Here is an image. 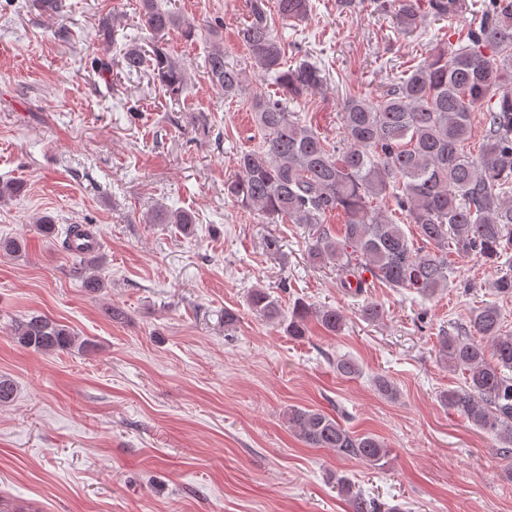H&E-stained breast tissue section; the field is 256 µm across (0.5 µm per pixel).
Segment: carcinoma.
Instances as JSON below:
<instances>
[{
	"label": "carcinoma",
	"mask_w": 512,
	"mask_h": 512,
	"mask_svg": "<svg viewBox=\"0 0 512 512\" xmlns=\"http://www.w3.org/2000/svg\"><path fill=\"white\" fill-rule=\"evenodd\" d=\"M285 21L302 20L310 0H250V20L237 32L256 69L273 77L283 91L313 92L327 83L326 70L302 60L288 66L273 36L268 5ZM465 0H427L429 12L443 18ZM145 26L161 38L179 28L195 36L187 19L140 0ZM420 0H398L400 28H417ZM119 15L99 30L106 47L116 44ZM467 42L453 54L441 46L383 94L349 96L342 112V137L331 141L308 124L307 116L286 102L255 92L247 99L263 145L235 158V173L224 183V194L244 209L254 210L272 224L308 228L307 256L318 267L340 272L343 288H363L361 272L379 283L421 295L448 287L453 274L448 251L474 256L484 264L507 268L491 283L496 295L512 298V0H490L479 24L467 30ZM493 50L490 56L483 49ZM121 65L128 71L152 68L159 84L176 99L187 83L185 66L158 47L152 53L125 48ZM204 68L211 83L226 97L248 87L246 72L226 62L224 47L208 51ZM485 106V134L477 156L465 150L471 139L473 111ZM342 212L340 232L327 218ZM152 224H173L182 234H195L192 213L178 210L148 217ZM415 226L423 246L414 247L404 225ZM79 225L64 229L62 246L73 260L83 288L98 293L104 282L94 270L103 256L73 249ZM251 310L283 325L288 336L307 335L313 318L337 334L345 316L329 306L302 299L282 315L278 301L263 288L252 289ZM11 336L21 346L42 353L89 350L95 344L68 325L46 315L31 314L14 322ZM439 359L465 375L464 386L445 391L441 402L499 443V455L512 458V332L503 329L502 311L488 302L471 311L468 320L438 340ZM336 372L347 379L360 374L351 358L336 361ZM377 393L394 399L393 380L374 378ZM288 428L313 448H333L342 456L383 468L390 450L371 433L353 434L336 417L318 409L288 408ZM336 488L350 512H401L353 491L350 479L336 475Z\"/></svg>",
	"instance_id": "obj_1"
}]
</instances>
